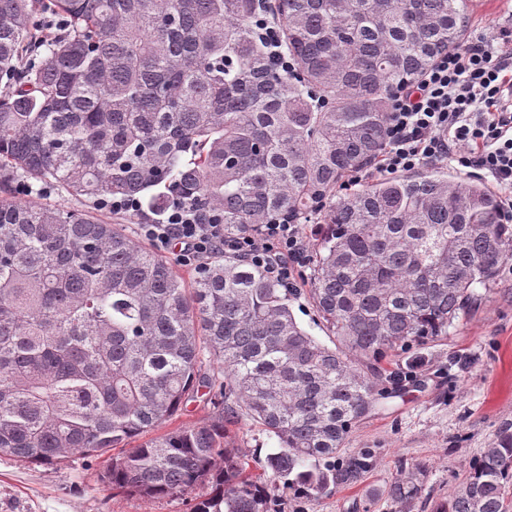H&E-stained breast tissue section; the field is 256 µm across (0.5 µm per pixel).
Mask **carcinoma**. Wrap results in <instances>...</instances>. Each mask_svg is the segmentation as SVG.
<instances>
[{"label": "carcinoma", "mask_w": 512, "mask_h": 512, "mask_svg": "<svg viewBox=\"0 0 512 512\" xmlns=\"http://www.w3.org/2000/svg\"><path fill=\"white\" fill-rule=\"evenodd\" d=\"M279 29L276 69L253 24ZM63 21L53 35L40 26ZM469 0H0V179L90 201L179 199L224 237L323 212L308 297L226 253L186 284L121 224L0 200V453L58 466L170 419L199 389L233 404L113 457L102 480L191 512H270L271 491L322 492L374 466L344 455L374 406L377 365L448 336L512 259V224L480 180L443 168L375 178L394 93L458 48ZM219 373L202 370L204 354ZM276 439L252 472L230 415ZM417 463L381 495L421 499ZM431 512H512V424Z\"/></svg>", "instance_id": "carcinoma-1"}]
</instances>
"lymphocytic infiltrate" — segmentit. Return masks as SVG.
I'll return each instance as SVG.
<instances>
[{
    "instance_id": "lymphocytic-infiltrate-1",
    "label": "lymphocytic infiltrate",
    "mask_w": 512,
    "mask_h": 512,
    "mask_svg": "<svg viewBox=\"0 0 512 512\" xmlns=\"http://www.w3.org/2000/svg\"><path fill=\"white\" fill-rule=\"evenodd\" d=\"M511 74L512 32L477 38L441 56L419 83L396 93L378 174L450 162L487 181L503 218H512V105L504 89ZM139 234L160 250L179 242L177 259L185 266L233 251L286 286L307 259L301 225L278 220L228 239L223 225L200 223L182 202L169 208L164 223L140 225Z\"/></svg>"
}]
</instances>
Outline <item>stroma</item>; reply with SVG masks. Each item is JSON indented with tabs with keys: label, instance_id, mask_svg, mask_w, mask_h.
<instances>
[{
	"label": "stroma",
	"instance_id": "35a3bbf8",
	"mask_svg": "<svg viewBox=\"0 0 512 512\" xmlns=\"http://www.w3.org/2000/svg\"><path fill=\"white\" fill-rule=\"evenodd\" d=\"M504 28L512 30V0H471L468 40ZM11 194L42 205L92 210L130 233L154 221L147 208H96L52 185L34 184L28 194L15 186ZM310 272L307 265L299 271L292 310L309 334L327 345L332 337L306 294ZM475 294L445 339L396 351L382 362L383 370L403 380L387 385L376 407L355 423L344 449L348 455L372 452L375 464L365 478L323 493L276 490L273 512H398L379 491L418 462L429 468L426 498L411 512H430L427 501L448 496L463 480L468 463L502 425L512 423V260L493 284L476 287ZM104 466L97 456L44 467L0 454V512H190L188 496L142 499L113 491L99 479Z\"/></svg>",
	"mask_w": 512,
	"mask_h": 512
}]
</instances>
